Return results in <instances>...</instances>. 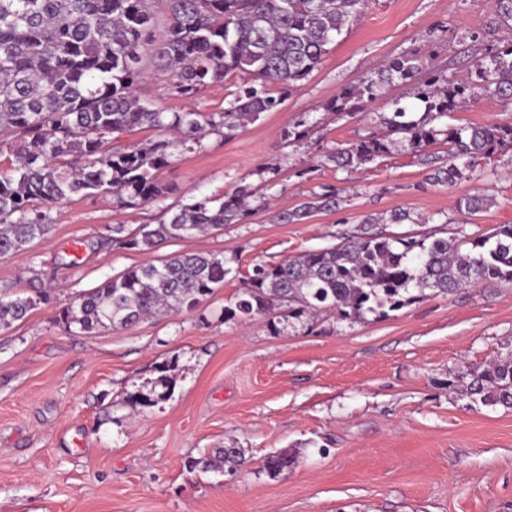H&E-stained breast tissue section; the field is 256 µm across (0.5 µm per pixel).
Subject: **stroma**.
<instances>
[{
    "label": "stroma",
    "instance_id": "35a3bbf8",
    "mask_svg": "<svg viewBox=\"0 0 512 512\" xmlns=\"http://www.w3.org/2000/svg\"><path fill=\"white\" fill-rule=\"evenodd\" d=\"M509 44L512 24L498 23L491 0H370L278 111L231 140L213 133L179 146L157 173L172 194L136 209L109 196L52 207L49 238L0 259V286L36 279L50 290L49 303L0 330V512H512V409L471 407L446 387L461 366L512 354V287L429 296L361 323L275 328L264 317H224L254 264L336 244L369 213L407 209L411 224L381 230L419 237L435 231L431 216L478 192L495 205L447 232L512 224L509 149L447 186L403 151L352 174L321 162L376 127L325 104L391 59L416 55L453 80L469 60ZM250 81L241 74L188 101L153 71L136 93L171 112L210 114ZM304 114L315 123L308 139L285 142ZM451 122L509 125L512 107L485 96ZM245 184L256 190L253 212L223 231L149 253L108 241L112 225L156 224L167 208ZM326 184L342 190L338 210L275 221ZM181 253L219 254L235 271L179 315L65 328L61 311L104 280ZM138 394L152 405L134 403ZM233 445L247 449V467L191 468L203 451ZM284 448L296 451L295 467L276 479L260 472Z\"/></svg>",
    "mask_w": 512,
    "mask_h": 512
}]
</instances>
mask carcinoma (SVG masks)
<instances>
[{"instance_id":"cac0c4a2","label":"carcinoma","mask_w":512,"mask_h":512,"mask_svg":"<svg viewBox=\"0 0 512 512\" xmlns=\"http://www.w3.org/2000/svg\"><path fill=\"white\" fill-rule=\"evenodd\" d=\"M368 0H0V148L15 161L0 171V258L48 238L50 208L75 196L110 195L123 207L157 201L173 191L155 171L171 164L176 147L206 133L234 138L261 114L283 104L328 51L333 37L356 22ZM154 69L169 75L172 92L192 99L207 85L241 73L253 76L224 111L167 112L142 101L135 86ZM426 73L414 98L423 110L400 103L379 129L324 156L352 173L401 144L432 168L429 180L450 184L500 149H512V125L450 126L448 114L482 95L512 106V47L470 62L449 81L424 71L414 55L397 58L375 76L342 92L326 106L333 114L362 112L381 89ZM154 129L166 134L144 144L121 135ZM307 117L284 134L301 140ZM248 186L225 199L203 196L160 224L133 230L112 225L109 242L150 252L160 243L237 224L252 208ZM340 189L327 185L297 207L276 215L299 224L332 212ZM495 204L489 194L463 197L456 212L474 216ZM403 209L368 214L356 232L332 247L304 251L253 266L227 319L269 317L290 328L322 315L351 323L377 319L427 294L449 296L474 285L512 283V224L451 238L385 235L376 224H428ZM232 272L217 254L186 253L148 262L108 279L61 314L65 328H123L148 316L193 309ZM47 302L44 289L21 296L0 289V329ZM448 387L473 405L512 409V359L469 366ZM296 461L290 449L269 454L261 467L272 479ZM250 462L247 449L212 448L191 461L207 472L236 471Z\"/></svg>"}]
</instances>
